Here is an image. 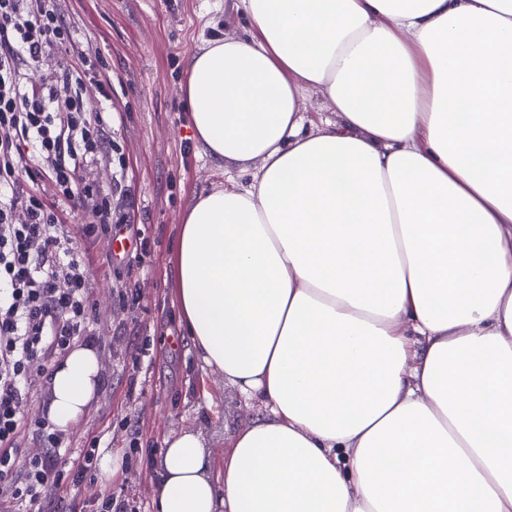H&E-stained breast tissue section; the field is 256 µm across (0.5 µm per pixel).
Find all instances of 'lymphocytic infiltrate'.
<instances>
[{
    "instance_id": "lymphocytic-infiltrate-1",
    "label": "lymphocytic infiltrate",
    "mask_w": 512,
    "mask_h": 512,
    "mask_svg": "<svg viewBox=\"0 0 512 512\" xmlns=\"http://www.w3.org/2000/svg\"><path fill=\"white\" fill-rule=\"evenodd\" d=\"M51 48L66 62L27 83ZM103 67L100 54L77 47L61 0H0V512H45L94 478L98 440L59 467L66 435L24 408L31 387L49 390L62 358L94 337L82 242L112 240L133 220L117 201L124 170L108 186L91 172L117 149ZM79 208L94 223L72 224Z\"/></svg>"
}]
</instances>
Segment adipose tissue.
<instances>
[{"instance_id":"obj_1","label":"adipose tissue","mask_w":512,"mask_h":512,"mask_svg":"<svg viewBox=\"0 0 512 512\" xmlns=\"http://www.w3.org/2000/svg\"><path fill=\"white\" fill-rule=\"evenodd\" d=\"M186 59L182 323L259 417L168 437L157 512H512V0H238ZM319 89L338 129L304 128ZM100 360L52 377L61 429Z\"/></svg>"}]
</instances>
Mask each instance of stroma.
Here are the masks:
<instances>
[{"mask_svg":"<svg viewBox=\"0 0 512 512\" xmlns=\"http://www.w3.org/2000/svg\"><path fill=\"white\" fill-rule=\"evenodd\" d=\"M79 47L99 50L112 83V137L126 168L127 199L147 228L149 255L86 243L101 370L95 397L66 431L73 450L91 437L121 464L107 487L123 512H156L157 465L168 436L204 430L215 465L239 427L259 417L199 359L179 318L174 255L180 216L203 191L250 174L196 145L181 91L187 56L247 27L232 0H62ZM127 298H120L119 289Z\"/></svg>","mask_w":512,"mask_h":512,"instance_id":"1","label":"stroma"}]
</instances>
